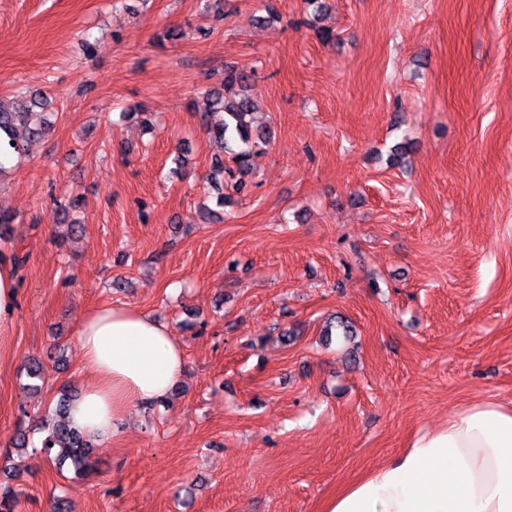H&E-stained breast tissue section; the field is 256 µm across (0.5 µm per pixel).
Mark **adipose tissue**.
<instances>
[{"mask_svg": "<svg viewBox=\"0 0 512 512\" xmlns=\"http://www.w3.org/2000/svg\"><path fill=\"white\" fill-rule=\"evenodd\" d=\"M17 282L0 263V350L12 335ZM76 336L94 375L69 417L93 439L112 436L134 407L162 401L186 369L171 329L150 313L104 306L84 315ZM321 512H512V407L473 403L417 433L394 458L345 483Z\"/></svg>", "mask_w": 512, "mask_h": 512, "instance_id": "1", "label": "adipose tissue"}]
</instances>
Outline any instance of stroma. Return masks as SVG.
<instances>
[{
	"mask_svg": "<svg viewBox=\"0 0 512 512\" xmlns=\"http://www.w3.org/2000/svg\"><path fill=\"white\" fill-rule=\"evenodd\" d=\"M325 3L318 19L278 0L268 22L266 0H0V102L40 89L55 114L0 183V252L26 256L0 353L15 512H320L418 432L512 402V0ZM228 64L254 73L275 138L206 219L220 148L188 104ZM76 195L71 236L55 201ZM102 305L165 322L187 368L78 477L35 427L64 384L93 382L76 328ZM333 314L353 344L322 342ZM56 343L63 365L24 393Z\"/></svg>",
	"mask_w": 512,
	"mask_h": 512,
	"instance_id": "1",
	"label": "stroma"
}]
</instances>
